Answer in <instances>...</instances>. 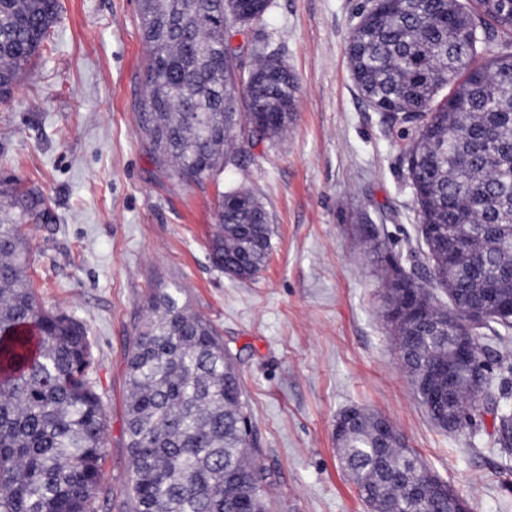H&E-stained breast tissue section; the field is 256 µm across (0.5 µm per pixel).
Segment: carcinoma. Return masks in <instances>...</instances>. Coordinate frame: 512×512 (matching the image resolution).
<instances>
[{
	"label": "carcinoma",
	"instance_id": "carcinoma-1",
	"mask_svg": "<svg viewBox=\"0 0 512 512\" xmlns=\"http://www.w3.org/2000/svg\"><path fill=\"white\" fill-rule=\"evenodd\" d=\"M60 11L59 0L0 3V103L27 73ZM148 93L139 125L159 165L181 183L220 167L241 126L225 56L224 16L263 20L259 0H141ZM512 0H367L350 35L352 80L368 106L399 121L396 143L407 163L426 245L428 283L448 290L456 321L430 305L437 335L467 334L470 305L495 293L512 300ZM245 98L250 136L274 139L292 121L298 83L270 54L253 55ZM446 95H441L443 90ZM0 512H98L106 456L107 411L91 378L84 325L46 310L27 279L22 231L48 224L44 195L15 177L0 180ZM215 268L251 279L272 252L269 213L251 192L219 195ZM389 262L388 307L405 288L426 286ZM512 324L489 320L472 337V367L490 369ZM411 378L448 361V344L400 323ZM125 436L132 512H267L271 473L250 438L241 378L215 329L191 313L182 289L159 288L130 346ZM499 415L512 414V380H489ZM432 422L448 404L419 396ZM478 417L465 396L458 430ZM344 468L370 512H460L457 494L438 495V476L398 433L379 447L373 415L336 434Z\"/></svg>",
	"mask_w": 512,
	"mask_h": 512
}]
</instances>
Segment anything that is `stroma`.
Returning <instances> with one entry per match:
<instances>
[{
  "instance_id": "stroma-1",
  "label": "stroma",
  "mask_w": 512,
  "mask_h": 512,
  "mask_svg": "<svg viewBox=\"0 0 512 512\" xmlns=\"http://www.w3.org/2000/svg\"><path fill=\"white\" fill-rule=\"evenodd\" d=\"M364 2L271 0L238 35L243 65L264 45L294 74L296 115L281 138L236 142L196 185L163 174L138 128L140 0H61L13 103L0 106V176L39 188L52 214L24 228L28 276L46 309L85 324L96 362L108 414L98 512H128V352L152 289L175 286L236 361L273 477L268 512H368L336 444V419L353 406L386 417L472 512H512V456L493 451L491 417L473 433L437 428L385 317V256L418 247V219L388 120L348 69ZM231 187L271 216L274 250L249 280L210 259L218 194Z\"/></svg>"
}]
</instances>
